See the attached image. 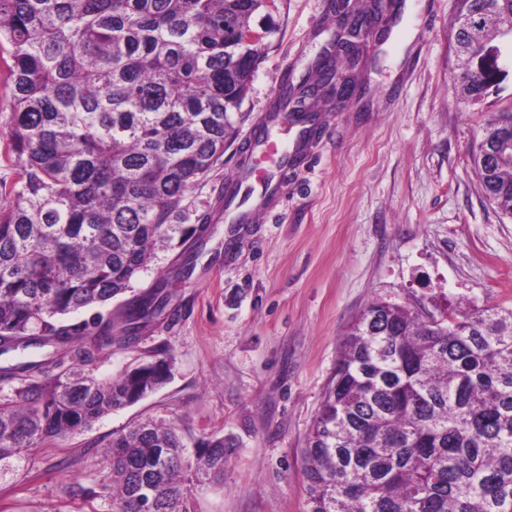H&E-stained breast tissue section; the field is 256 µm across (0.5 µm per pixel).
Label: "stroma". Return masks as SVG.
I'll use <instances>...</instances> for the list:
<instances>
[{
    "instance_id": "35a3bbf8",
    "label": "stroma",
    "mask_w": 512,
    "mask_h": 512,
    "mask_svg": "<svg viewBox=\"0 0 512 512\" xmlns=\"http://www.w3.org/2000/svg\"><path fill=\"white\" fill-rule=\"evenodd\" d=\"M457 0H391L343 70L366 98L313 100L320 129L281 191L251 223L224 222L238 169L269 170L251 152L283 79L300 80L337 27L332 0H268L251 27L261 58L224 161L181 203L185 223L208 219L190 275L159 253L135 285L168 280L169 303L132 346L90 366L100 379L140 361L169 360L162 388L92 428L35 449L24 470L0 474V512H112L100 490L113 436L138 421L175 429L196 453L223 438L224 482L191 489L185 512H305L302 450L348 326L374 301L437 317L449 309H512V218L489 202L473 157L491 114L512 108V68L467 106L449 26Z\"/></svg>"
}]
</instances>
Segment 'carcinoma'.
<instances>
[{
  "mask_svg": "<svg viewBox=\"0 0 512 512\" xmlns=\"http://www.w3.org/2000/svg\"><path fill=\"white\" fill-rule=\"evenodd\" d=\"M267 0H0V71L12 143L0 181V469L84 431L170 377L146 361L107 381L85 369L167 306L166 279L112 318V301L158 252L184 245L188 188L223 161L263 36ZM474 18L466 30L460 19ZM512 0H458L451 39L476 60L512 38ZM333 84L338 58L316 59ZM469 66L456 96L478 103ZM512 119L483 126L474 168L512 217ZM456 323L375 302L349 327L304 455L305 512H512V310ZM101 489L112 512H181L190 484L224 480V439L195 465L171 428L140 422L112 439Z\"/></svg>",
  "mask_w": 512,
  "mask_h": 512,
  "instance_id": "1",
  "label": "carcinoma"
}]
</instances>
